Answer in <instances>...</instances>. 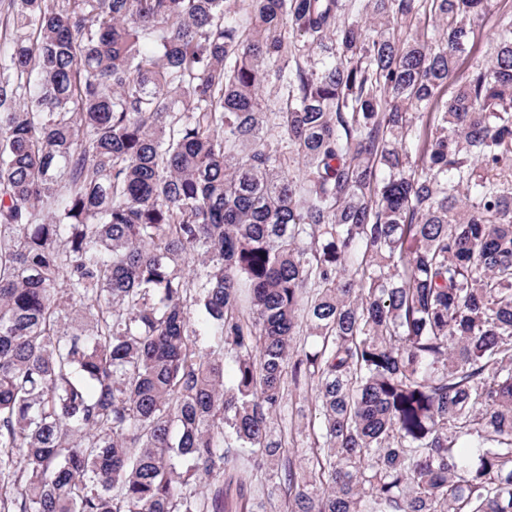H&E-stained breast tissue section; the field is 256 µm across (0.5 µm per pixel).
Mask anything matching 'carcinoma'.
I'll return each mask as SVG.
<instances>
[{
  "label": "carcinoma",
  "instance_id": "1",
  "mask_svg": "<svg viewBox=\"0 0 512 512\" xmlns=\"http://www.w3.org/2000/svg\"><path fill=\"white\" fill-rule=\"evenodd\" d=\"M494 3L0 0V512H512ZM491 24L492 22H489L476 28L473 38L472 57H469L462 61L460 71H465L471 65L474 58H477L479 60L488 58L490 45L492 41V30H490Z\"/></svg>",
  "mask_w": 512,
  "mask_h": 512
}]
</instances>
